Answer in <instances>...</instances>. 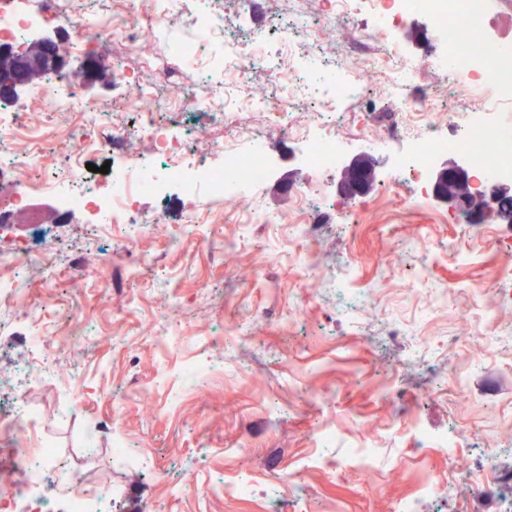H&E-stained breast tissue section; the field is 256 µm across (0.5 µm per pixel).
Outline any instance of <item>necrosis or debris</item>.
Here are the masks:
<instances>
[{"mask_svg": "<svg viewBox=\"0 0 512 512\" xmlns=\"http://www.w3.org/2000/svg\"><path fill=\"white\" fill-rule=\"evenodd\" d=\"M356 0H323V13L315 20L301 23L303 36L312 52L281 64L266 51L265 34L251 35V53L237 52L225 39L224 14L215 9L214 0H191L195 7L194 30L181 48V54L197 72L193 85H182L156 97L142 82L139 71L122 67L115 81L126 89L122 109L134 112L127 125L113 123L102 104L77 97L69 81L54 78L51 85L35 89L34 99L41 110L64 113L79 131L68 149L64 167L44 165L43 170L13 184L0 201V213L31 209L37 199L48 197L60 214L78 210L89 213L97 227H138L157 224L160 214H145L137 206L142 196L160 197L170 186H178L188 195L205 193V211L190 214L187 224L209 223L221 215L236 224H268L272 218L259 206L242 208L245 191L259 187L269 170L268 132L292 133L304 145V161L311 179L295 189L301 218L292 227L295 238L313 241L323 224L329 222L331 209L321 191L320 177L335 167L336 106L365 95L369 79L382 78L386 99L400 118L387 134L407 140V149L396 169L416 189L417 202L429 195L428 172L436 157L447 151L464 155L470 162L472 187L487 190L494 182L512 178V122L503 119H459L446 117L455 126V139H447L435 130L443 118L432 98L413 97L412 73L407 56L400 50L394 30L418 16L427 18L436 33L448 40L447 53L428 58L427 65L445 74L457 89L471 92L488 89L499 102L512 104V41L493 39L473 45L454 36L459 19L483 22L486 0H372V28L362 33L355 52L373 56L376 65L366 73H352L335 66L321 65V34L337 28L341 17L351 11ZM170 0H112L108 10L97 8L95 0H0V43L21 44L45 17H53L61 27L82 35L78 50L110 45L118 39L134 44L149 38L154 30L170 21ZM318 71L320 101L307 112L304 127L289 130L284 121L288 100L308 88L307 75ZM258 72L280 77L288 73L292 81L274 107L263 115L265 131H253L246 124L239 101L233 100L230 82L247 83ZM206 114L219 134L210 145L211 153L223 156L215 166L194 162L198 151L191 118ZM28 139V152L43 161L51 140L36 123L21 126L9 106L0 105V143L15 140L18 134ZM133 139L149 140L154 147L150 159L124 151ZM91 152L112 156V174L107 184L84 174V157ZM15 406L11 413H0V440L11 441L8 454L14 472L22 477L24 488L14 491L9 477L0 476V512H52L40 488L45 467H54L57 481L67 500V512H97L103 493L89 486L73 468L58 465L53 447L39 433L40 418L24 405L25 384L14 385Z\"/></svg>", "mask_w": 512, "mask_h": 512, "instance_id": "4bbe7bcc", "label": "necrosis or debris"}]
</instances>
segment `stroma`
<instances>
[{"mask_svg": "<svg viewBox=\"0 0 512 512\" xmlns=\"http://www.w3.org/2000/svg\"><path fill=\"white\" fill-rule=\"evenodd\" d=\"M225 30L242 50L263 28L269 48H281L278 25L289 16L317 14L319 0H266L256 15L237 0H216ZM178 8L166 30L123 53L101 50L99 67L115 61L144 69L165 87L173 48L192 32ZM75 92L112 99L122 88L83 68V54L55 22ZM398 41L411 59L415 89L431 92L451 112L486 107L490 93L463 94L428 68V54L444 52L426 19L405 25ZM58 141L62 158L73 130L61 116L41 112L28 90L13 101ZM337 128L340 159L372 150L380 179L364 196L337 191L340 170L325 179L334 221L312 243L292 238L296 186L310 173L297 140L274 136L273 163L257 202L276 219L250 229L209 224L202 235L171 234L205 195L171 191L145 198L143 210L164 221L126 238L86 224L81 213L59 215L44 207L24 213L23 226H0V254L26 247L31 257L0 264V282L32 288L46 281L40 251L54 255L58 274L50 296L30 306L0 301V412L13 407V381L33 359L26 315L38 309L51 327L40 347L54 372L26 383L27 402L45 418L41 427L61 460L103 487L101 512H394L425 481L453 483L452 492L427 499L421 512H507L512 486L495 497L477 496V466L512 469V395L458 396L449 377L473 375L483 357L512 373V348L486 352V342L512 327V276L504 275L499 238L512 228L496 218L461 224L436 200L413 203L405 180L391 177L402 140L386 136L398 118L376 84L365 100L343 103ZM475 261L456 262L449 242ZM313 251L318 273L302 263ZM371 295L367 305L358 291ZM208 356L220 374L182 384V362ZM79 373V385L69 376ZM418 420L434 434L457 439L462 468L445 453L415 442L406 425ZM336 434L320 447L316 433ZM143 454L139 466L112 454V434ZM374 450L370 471L341 470L336 460L350 447ZM238 475L257 477L246 500L211 489ZM182 485L170 502L173 485Z\"/></svg>", "mask_w": 512, "mask_h": 512, "instance_id": "1", "label": "stroma"}]
</instances>
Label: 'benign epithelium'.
I'll return each mask as SVG.
<instances>
[{"label": "benign epithelium", "mask_w": 512, "mask_h": 512, "mask_svg": "<svg viewBox=\"0 0 512 512\" xmlns=\"http://www.w3.org/2000/svg\"><path fill=\"white\" fill-rule=\"evenodd\" d=\"M0 57L5 65L0 68V90L10 93L19 86L29 83L30 75L43 68L49 62L57 67L65 66L59 51V41L51 37H43L25 49L17 50L8 44L0 45ZM380 162L369 154H359L342 167L341 178L337 190L348 199L364 195L377 180ZM434 182L432 185L434 198L459 213L480 223L487 213L491 212L498 219L500 213L499 200L512 194L511 182L494 184L489 192L474 196L466 194L451 195L447 185L450 182L463 184L472 182L468 165L464 161L443 160L433 165Z\"/></svg>", "instance_id": "1"}]
</instances>
